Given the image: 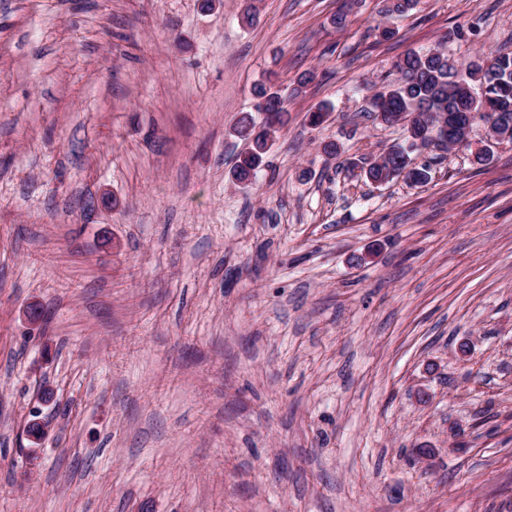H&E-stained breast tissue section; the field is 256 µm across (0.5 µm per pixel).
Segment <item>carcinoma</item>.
<instances>
[{"label": "carcinoma", "instance_id": "cac0c4a2", "mask_svg": "<svg viewBox=\"0 0 512 512\" xmlns=\"http://www.w3.org/2000/svg\"><path fill=\"white\" fill-rule=\"evenodd\" d=\"M418 0H382L381 12L403 15L412 10ZM396 78L384 87L388 94L385 106L372 109L375 119L387 126L402 125L404 139L389 147L380 160L370 161L364 170L371 182L395 180L403 175L418 151L407 147H428L426 138L429 112H449L471 117L470 128L502 120L501 134L512 141V52L475 54L465 64L451 62L444 46L439 44L423 50H409L395 63ZM259 99L258 110L276 115L279 124L286 116L285 99L270 80L254 85ZM236 137L245 141L246 149L234 165V180L251 184L261 169L273 137L265 123L245 113L234 127Z\"/></svg>", "mask_w": 512, "mask_h": 512}]
</instances>
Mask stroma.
<instances>
[{
    "label": "stroma",
    "mask_w": 512,
    "mask_h": 512,
    "mask_svg": "<svg viewBox=\"0 0 512 512\" xmlns=\"http://www.w3.org/2000/svg\"><path fill=\"white\" fill-rule=\"evenodd\" d=\"M379 4L0 0V512H512V141L423 185L323 150L399 140L407 50L512 51V0ZM253 92L255 97L260 100L258 105L259 112L275 114L279 121V126H282L287 110L285 108V99L279 90L275 88V85L266 79L255 84ZM233 132L236 137L245 141L247 147L239 154L232 176L239 183L252 184L263 165L276 132L270 136L265 117L263 122L258 124L250 113H244L237 119Z\"/></svg>",
    "instance_id": "stroma-1"
}]
</instances>
